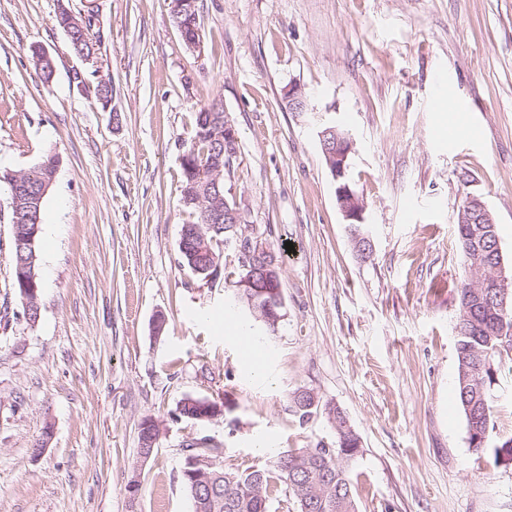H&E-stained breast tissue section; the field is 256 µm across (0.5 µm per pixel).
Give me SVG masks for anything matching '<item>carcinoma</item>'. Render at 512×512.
I'll return each mask as SVG.
<instances>
[{"mask_svg": "<svg viewBox=\"0 0 512 512\" xmlns=\"http://www.w3.org/2000/svg\"><path fill=\"white\" fill-rule=\"evenodd\" d=\"M96 10L93 0H81L78 14L87 15L84 30L73 31L68 38L70 51L76 55L98 58L101 35L92 29ZM184 46L200 38L204 32L200 7H195L172 19ZM224 115V103L220 98L212 99L207 108L193 113L192 135L181 162V187L193 181H208L209 170L205 169L211 153L219 147L214 135V126L209 124V115ZM54 156L47 155L35 167L21 172L20 179L35 185L42 178L57 172L49 169L48 163ZM216 199L203 197V204H185L189 210L187 225L195 227L207 240L222 241L234 232H247L254 228L243 223L230 231L229 224H206L203 210L215 205ZM30 233L26 225L11 224L12 284L17 296H22L18 274L19 265L25 273L35 277L41 285L39 273V245L30 248L24 238ZM458 244L469 268L476 275V286L468 284L458 289L459 306L455 325L457 378L455 395L464 414L469 447L477 453L490 448L499 449L511 443L512 437L494 439L492 388L504 358L512 356V304L508 306L505 327H500V316L495 307L498 291L494 288L495 268L502 260L501 247L496 224L456 225ZM184 264L204 279L207 274L205 259L197 255L195 248L180 250ZM313 392L297 389L290 396V402L300 421H306L313 410L304 406L313 402ZM223 403V399H204L186 396L177 406L178 418L203 422L200 418V404ZM334 419L339 422L336 439L331 443L318 441L313 448L286 450L279 457L293 459L292 465L284 470L277 463L243 472H228L222 468L195 470L191 475L181 474V480L188 491L193 512H268L271 488L283 484L295 495L298 512H357L349 473V462L357 453L359 437L352 426L346 424L342 412L334 410Z\"/></svg>", "mask_w": 512, "mask_h": 512, "instance_id": "cac0c4a2", "label": "carcinoma"}]
</instances>
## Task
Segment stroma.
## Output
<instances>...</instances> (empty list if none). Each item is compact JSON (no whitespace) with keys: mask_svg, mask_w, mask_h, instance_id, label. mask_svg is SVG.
I'll use <instances>...</instances> for the list:
<instances>
[{"mask_svg":"<svg viewBox=\"0 0 512 512\" xmlns=\"http://www.w3.org/2000/svg\"><path fill=\"white\" fill-rule=\"evenodd\" d=\"M96 3L100 74L80 86L59 0H0V173L60 159L33 323L11 285L0 182V512H192L186 444L210 439L229 472L262 468L256 440H334L332 407L360 439L358 512H512V460L471 450L454 400L458 288L475 279L455 235L466 197L492 213L512 270V0H199V55L167 0ZM33 45L56 59L50 81ZM439 71L457 111L431 95ZM291 84L308 111L288 110ZM214 98L237 130L224 189L282 255L273 332L236 296L233 248L210 283L180 257V158L193 110ZM324 125L353 141L366 258L336 207ZM460 125L470 140L453 137ZM228 314L261 345L265 384L225 333ZM299 388L320 400L304 423L289 402ZM188 395L224 398L223 419H175ZM147 417L160 434L143 461Z\"/></svg>","mask_w":512,"mask_h":512,"instance_id":"stroma-1","label":"stroma"}]
</instances>
